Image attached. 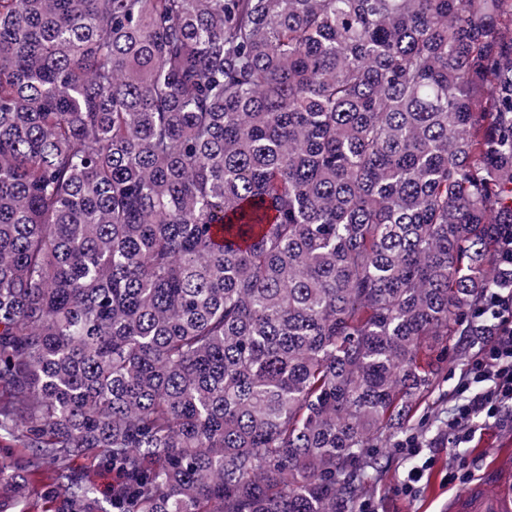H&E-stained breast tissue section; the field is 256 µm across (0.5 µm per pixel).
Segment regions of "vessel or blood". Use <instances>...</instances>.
I'll return each mask as SVG.
<instances>
[{
  "mask_svg": "<svg viewBox=\"0 0 512 512\" xmlns=\"http://www.w3.org/2000/svg\"><path fill=\"white\" fill-rule=\"evenodd\" d=\"M448 512H512V467L492 466L465 491L448 499Z\"/></svg>",
  "mask_w": 512,
  "mask_h": 512,
  "instance_id": "vessel-or-blood-1",
  "label": "vessel or blood"
}]
</instances>
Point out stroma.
Instances as JSON below:
<instances>
[{"label": "stroma", "mask_w": 512, "mask_h": 512, "mask_svg": "<svg viewBox=\"0 0 512 512\" xmlns=\"http://www.w3.org/2000/svg\"><path fill=\"white\" fill-rule=\"evenodd\" d=\"M482 339L478 336H454L443 356L442 370L407 428L425 445L429 466L414 494L407 495L402 485L413 461L396 443L378 449L382 469L367 487L364 498L376 512H442L449 495L468 488L487 474L494 461L512 464V446L502 444L503 435L512 432V421L479 422V430L467 448L452 453L444 436L448 413L459 397L461 373L474 357Z\"/></svg>", "instance_id": "stroma-1"}]
</instances>
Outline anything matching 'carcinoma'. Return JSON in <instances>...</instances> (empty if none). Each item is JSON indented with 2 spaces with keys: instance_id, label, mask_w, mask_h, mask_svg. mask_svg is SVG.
<instances>
[{
  "instance_id": "obj_1",
  "label": "carcinoma",
  "mask_w": 512,
  "mask_h": 512,
  "mask_svg": "<svg viewBox=\"0 0 512 512\" xmlns=\"http://www.w3.org/2000/svg\"><path fill=\"white\" fill-rule=\"evenodd\" d=\"M500 224L512 0H0V512H358ZM72 467L78 470L89 472L95 486L99 491L100 497H111L112 484L115 483V474L112 470H107L91 463L88 460L77 459L71 463Z\"/></svg>"
}]
</instances>
